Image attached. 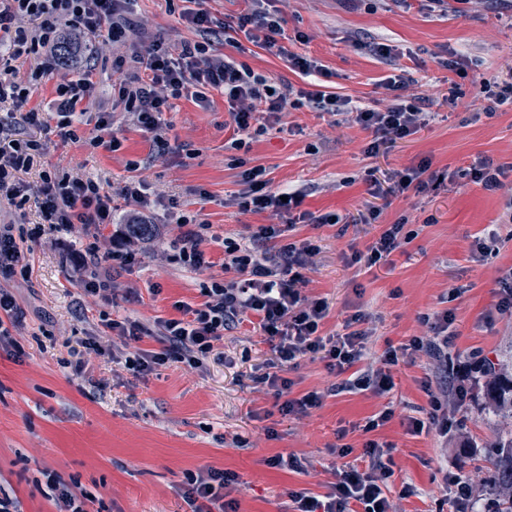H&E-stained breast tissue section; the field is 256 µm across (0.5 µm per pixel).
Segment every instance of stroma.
<instances>
[{"label": "stroma", "mask_w": 512, "mask_h": 512, "mask_svg": "<svg viewBox=\"0 0 512 512\" xmlns=\"http://www.w3.org/2000/svg\"><path fill=\"white\" fill-rule=\"evenodd\" d=\"M279 7L287 19L281 44L316 59L330 78L291 70L284 57L241 33L216 35L217 52L298 87L322 84L324 91L360 107L375 105L382 97L381 81L403 70L435 119L369 157L364 153L368 136L359 126L304 107L288 114L289 131H267L245 151L231 146L234 128L222 96H215L207 110L183 98L163 132L168 148L162 153L126 114L112 109V57L125 54V47L101 43L88 53L84 67L94 68L97 86L79 142L13 124L14 138L46 145L24 181L39 184L41 172L60 161L72 175L92 176L114 188L145 173L152 191L173 200L177 210L202 212L213 234L204 247L214 266L205 275L184 268L169 246L176 227L158 216L157 238L144 244L131 268L112 273L117 287L134 290L133 298L109 304L85 295L73 280L69 253L83 251L93 240L110 249L109 225L94 236L80 227L65 234L45 232L31 246L28 275L0 280V290L21 311L9 339L0 343V500L11 512H59L51 489L57 479L86 497L88 512H190L181 487L188 473L203 466L236 472L247 483L237 495L238 512H283L286 490L326 493L336 468L360 458L367 437L362 425L386 407L395 415L372 436L395 446L392 489L409 483L418 490L400 500V512H444L438 474L443 458L456 460L463 474L474 476L495 442L499 426L486 417L482 384L447 439L433 431L416 436L405 431L402 415L427 402L421 383L429 361L423 356L393 369L395 387L384 397L331 395L340 377L324 360L304 359L288 373L293 396L319 390L326 397L304 419L283 416L272 396L254 388L255 369L272 352L247 320L225 333L223 361H208L201 369L171 362L146 376L124 367L123 344L107 321L131 317L152 329L158 319L175 317L176 301H201L203 283L223 279L224 237L244 232L249 224L268 223L267 214H243L224 204L242 188L232 164L238 157L264 167L273 189L301 193L303 210L342 218L338 224H299L282 235L286 242L310 239L319 247L305 275L309 292L330 304L324 334L340 332L356 311L369 314L367 358L373 361L388 346L425 334L420 314L448 309L457 332L449 360L475 349L491 356L512 348V319L497 314L493 294L499 269L512 265V223L502 221V194L487 193L465 176L480 158L512 165V106L488 113L472 95L473 78L512 80V0H473L464 15L429 12L418 0H376L374 6L353 9L341 0H281ZM130 12L142 39L161 34L177 45L198 38L173 13L171 0H132ZM300 32L307 42L296 41ZM378 43L392 45L394 54L376 55ZM451 50L467 58L466 71L440 66V57ZM452 88L459 93L453 109L446 103ZM108 110L122 142L115 152L87 143L98 113ZM424 159L432 169L447 172L444 184L424 195L391 198L377 223H358L372 202L366 193L370 179H387ZM398 221L413 231L411 240L376 265L349 263L352 249H365ZM490 226L498 236L485 261H474L471 243ZM89 339L97 351L86 349ZM79 362L85 365L80 372ZM269 427L277 438H266ZM343 444L353 448L344 459L331 452ZM276 454L306 459L307 473L267 466V458Z\"/></svg>", "instance_id": "obj_1"}]
</instances>
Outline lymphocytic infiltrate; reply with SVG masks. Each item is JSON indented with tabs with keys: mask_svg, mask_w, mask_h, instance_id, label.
Segmentation results:
<instances>
[{
	"mask_svg": "<svg viewBox=\"0 0 512 512\" xmlns=\"http://www.w3.org/2000/svg\"><path fill=\"white\" fill-rule=\"evenodd\" d=\"M127 2L0 0V103L10 101L22 107L24 124L43 128L52 124L63 140L78 141L76 124L85 113L84 102L96 87L92 74L58 82L53 104L46 111L28 107L30 87L18 79L12 65L23 54L39 53L44 61L32 78L38 81L48 77L53 72L60 28L67 25L94 39L131 44V56L120 55L112 61V103L131 115L158 144L163 141L165 114L171 111L175 100L189 99L207 109L212 105L210 94L214 91L224 98V110L237 134L231 146L238 150L246 147L250 133L260 134L282 126L288 112L306 105L342 117L344 122L366 131L370 140L364 153L369 157L415 134L432 118L431 112L420 104L414 80L403 73L384 80V101L372 107H357L350 99L321 90L298 89L285 80L272 82L269 77L214 52V19L200 6L182 8L179 13L180 21L198 33L197 41L177 46L161 36L136 41V24L126 8ZM249 2L245 12L225 22V31L244 33L252 43L286 57L290 68L301 74L323 73V65L315 59L289 52L280 45L278 38L284 33L286 19L275 0ZM28 20L33 23L29 29L24 26ZM44 151L41 142L10 138L0 122V203L20 209L30 196L38 197L41 221L31 228L30 239H40L48 230L67 232L76 224L96 229L113 223L112 198L116 195L131 206V220L135 223L141 214L165 204L164 196L152 193L143 178L112 191L89 177L46 172L39 186H31L22 180L21 174L32 169ZM443 180V175L431 172L429 161L423 160L393 171L387 182L371 180L367 193L381 199L408 192L420 195L437 188ZM241 183V190L228 198V206L243 214H267L268 223L249 228L244 235L225 237L223 280L202 288V302H175L176 317L158 320L161 350L139 348L138 343L148 330L138 320L126 317L112 321L113 332L132 347L125 355L127 370L144 376L170 362L202 367L217 356L225 332L236 329L251 314L274 354L252 380L279 400L282 415L304 418L320 407L325 398L318 391L298 398L291 395L294 382L286 372L305 357H321L329 370L346 375L345 389L382 396L394 386L392 367L424 356L433 366L432 375L422 383L427 406L422 416L406 417L403 423L407 432L414 435L433 429L440 436H447L457 414L465 409L472 384L483 376L476 356L459 363L448 359V348L456 336L454 314L445 310L420 315V322L427 328L425 335L405 345L388 347L380 357L379 367H362L365 342L371 334L366 327L367 315L360 311L352 314L345 322L344 334H322L329 303L326 298L307 294L308 281L304 275L313 265L319 248L309 239L287 244L280 241L283 226L337 224L340 216L301 210V195L292 192L281 197L272 189L265 168L243 170ZM169 220L177 226L172 244L182 265L199 274L212 269V258L203 247L209 222L196 213L174 211L170 212ZM137 255L135 241L123 229H115L110 250L102 252L92 245L74 256L80 288L85 294L113 302L118 290L111 278L102 275V268L132 266ZM392 450V444L367 440L363 445L366 467L344 465L322 496L303 488L288 490L291 512H399L397 499L415 495L417 489L407 483L399 493H392ZM438 472L449 512H474L481 498L476 482L453 464L441 463ZM239 483L237 473L205 466L187 475L182 496L191 512H237L239 503L231 493Z\"/></svg>",
	"mask_w": 512,
	"mask_h": 512,
	"instance_id": "f902f5d3",
	"label": "lymphocytic infiltrate"
}]
</instances>
